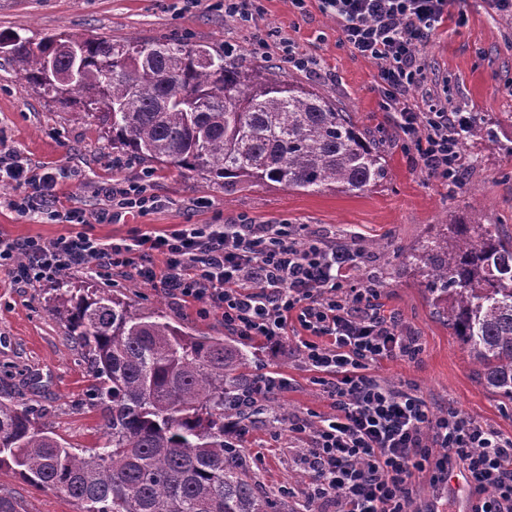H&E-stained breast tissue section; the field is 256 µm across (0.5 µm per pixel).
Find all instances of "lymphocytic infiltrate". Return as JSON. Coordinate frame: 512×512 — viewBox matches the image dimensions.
I'll return each mask as SVG.
<instances>
[{"instance_id":"f902f5d3","label":"lymphocytic infiltrate","mask_w":512,"mask_h":512,"mask_svg":"<svg viewBox=\"0 0 512 512\" xmlns=\"http://www.w3.org/2000/svg\"><path fill=\"white\" fill-rule=\"evenodd\" d=\"M334 18L341 40L356 56L377 61L378 89L394 111L404 148L414 149L425 173L443 183L458 179L461 136L472 113L449 110L430 98L418 112L407 93L427 81L422 50L437 27L453 15L455 0H318ZM0 181L14 184L7 206L19 216L75 225L53 239L21 242L0 238V269L24 285L95 263L100 273L132 271L145 283L186 300L207 301L224 328L244 340L276 346L296 321L306 336L300 352L318 375L335 413L317 424L292 417L288 429L311 434L306 463L311 483L304 512H408L414 472L429 468L434 483L448 469L471 477L473 512H512V435L483 426L456 408L433 413L409 387H395L370 368L416 351L395 317L377 312V288L354 283L351 272L362 250L308 232L303 224H259L239 216L226 224H185L163 235L137 231L105 244L81 227L113 221L126 212L149 215L158 207L149 180L104 184L107 208L95 215L59 209L53 173L0 149ZM162 266L146 261L149 253Z\"/></svg>"}]
</instances>
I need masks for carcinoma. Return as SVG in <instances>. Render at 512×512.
Returning <instances> with one entry per match:
<instances>
[{
  "label": "carcinoma",
  "instance_id": "1",
  "mask_svg": "<svg viewBox=\"0 0 512 512\" xmlns=\"http://www.w3.org/2000/svg\"><path fill=\"white\" fill-rule=\"evenodd\" d=\"M83 74L62 79L71 47ZM0 53L34 87L83 108L112 147L224 186L276 182L303 192L359 194L383 182L387 160L325 94L254 71L242 54L184 39H81L64 31L37 46L0 35ZM54 64L55 74L48 71ZM401 266L419 278L469 353L485 387L512 403V237L470 218L444 225ZM49 311L83 351L102 416L100 448H76L37 425V410L0 401V471L68 495L82 512H288L257 490L227 421L248 419L257 379L250 352L195 336L61 273Z\"/></svg>",
  "mask_w": 512,
  "mask_h": 512
}]
</instances>
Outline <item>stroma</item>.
I'll return each instance as SVG.
<instances>
[{
  "label": "stroma",
  "mask_w": 512,
  "mask_h": 512,
  "mask_svg": "<svg viewBox=\"0 0 512 512\" xmlns=\"http://www.w3.org/2000/svg\"><path fill=\"white\" fill-rule=\"evenodd\" d=\"M458 8L465 14L464 25L444 22L425 49L435 69L428 83L432 94L449 108L473 112L482 123L480 132L463 138L461 174L449 186L428 177L414 153L404 149L392 114L382 106L377 62L354 56L342 44L335 20L320 11L317 0H306L301 11L290 0H264L262 14L248 29L221 10L192 8L185 0H0V34L35 42L60 30L117 42L176 37L218 51L231 44L246 51L247 63L256 69L281 58L274 46L266 56L252 54L255 37L272 33L288 38L319 60L321 71L311 75L287 66L285 78L321 90L383 146L388 177L362 194L307 193L270 181L227 188L148 159L114 160L112 142L97 119L76 115L73 106L40 93L8 66H0V144L47 167L57 177L61 203L90 213L101 207L96 194L100 184L151 177L163 201L152 214L86 225V232L108 243L141 229L162 234L179 224L228 222L242 214L260 224H306L337 241L358 243L365 257L355 280L377 285L381 314L396 317L418 344L415 355L383 360L372 374L415 389L433 411L452 405L479 424L512 434V403L480 383L467 351L435 315L424 287L401 272L397 256L399 248L418 244L438 225L470 216L476 203L487 223L512 236V153L506 150L512 140V18L493 13L484 0H460ZM14 193L13 185L0 182V236L22 240L71 232V225L45 224L2 206V199ZM200 197L208 199L207 208L195 207ZM69 275L75 283L126 297L143 311H163L193 335H228L220 313H203L201 302L180 300L136 275L111 279L90 267ZM49 293V282L23 286L0 270V400L46 409L43 423L50 431L90 448L101 442L99 417L87 397L94 377L82 350L49 312ZM251 348L257 377L286 381L270 395L284 420L273 425L265 414L251 416L238 446L255 470L260 490L287 497L290 512H301L308 484L307 442L289 432L287 420H317L332 413L331 401L312 384L295 336H285L275 347L255 341ZM0 494L15 498L23 512L82 510L71 497L11 473L0 475Z\"/></svg>",
  "instance_id": "stroma-1"
}]
</instances>
